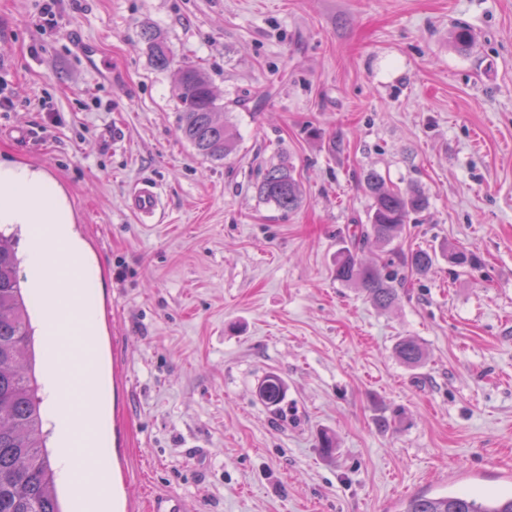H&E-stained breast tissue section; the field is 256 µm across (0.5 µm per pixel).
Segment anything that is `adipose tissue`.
Listing matches in <instances>:
<instances>
[{
	"mask_svg": "<svg viewBox=\"0 0 512 512\" xmlns=\"http://www.w3.org/2000/svg\"><path fill=\"white\" fill-rule=\"evenodd\" d=\"M71 215L57 184L38 170L0 160V224L26 227L36 245L29 257L35 283L44 293L48 328L59 335L73 336L84 345L93 336L96 318L78 301L77 292L96 277L93 264L82 260L80 246L70 232ZM95 391L98 378L62 367L52 368L44 390L50 404V418L66 451L58 460L64 482H74L79 468L92 464L101 468L105 452L96 446L76 451L74 444L85 424L105 428L106 418L98 406L72 405L68 398L74 388Z\"/></svg>",
	"mask_w": 512,
	"mask_h": 512,
	"instance_id": "obj_1",
	"label": "adipose tissue"
}]
</instances>
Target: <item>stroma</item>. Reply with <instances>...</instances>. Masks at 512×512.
<instances>
[{"label": "stroma", "instance_id": "obj_1", "mask_svg": "<svg viewBox=\"0 0 512 512\" xmlns=\"http://www.w3.org/2000/svg\"><path fill=\"white\" fill-rule=\"evenodd\" d=\"M41 2L0 0L15 102L0 159L56 182L98 271L85 296L106 455L123 464L110 512L156 495L187 512H400L416 495L512 493V0H55L51 36ZM146 25L210 77L238 135L226 159L182 138ZM283 159L302 187L288 213L254 189ZM371 169L429 207L363 259L437 254L387 310L332 275L368 221ZM143 181L162 192L147 223L126 203ZM403 337L423 364L396 357ZM271 373L281 418L257 396ZM75 46L87 69L102 80L112 83V67L107 66L98 46L82 38H75ZM397 358L409 367L420 365L425 357V352L421 344L413 338L400 339L395 347Z\"/></svg>", "mask_w": 512, "mask_h": 512}]
</instances>
